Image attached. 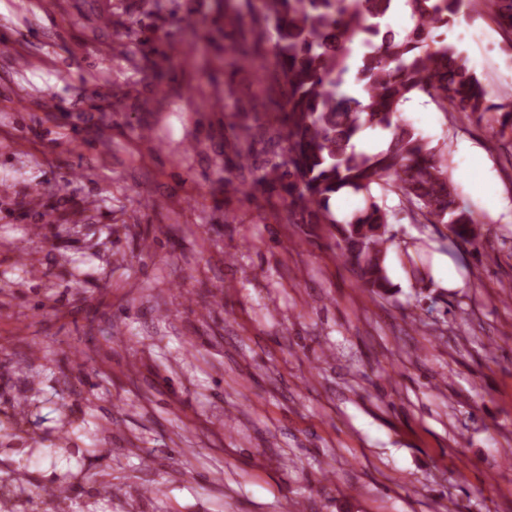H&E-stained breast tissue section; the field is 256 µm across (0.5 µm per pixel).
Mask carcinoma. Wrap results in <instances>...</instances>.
Instances as JSON below:
<instances>
[{"mask_svg": "<svg viewBox=\"0 0 512 512\" xmlns=\"http://www.w3.org/2000/svg\"><path fill=\"white\" fill-rule=\"evenodd\" d=\"M409 13L402 34L386 20L398 2ZM460 0H217L224 26L240 30V41H264L274 29L267 90L283 105L276 115L286 154L272 161L257 185L282 186L288 194V223L329 224L340 255L357 271L362 286L377 295L391 291L385 267L387 225L397 211L415 224H446L458 240L479 237L480 217L460 199L448 173V151L426 142L403 117L414 97H427L441 112L499 115L492 133L512 134V107L493 102L468 59L448 43ZM512 30V0H477ZM363 52L356 68L358 95L340 91L354 47ZM238 71L251 73L258 56L231 51ZM387 130V148L358 151L353 140L367 129ZM238 169L252 171L250 127H233ZM339 193L363 199V207L341 218L330 207ZM393 194L397 208L386 205Z\"/></svg>", "mask_w": 512, "mask_h": 512, "instance_id": "cac0c4a2", "label": "carcinoma"}]
</instances>
